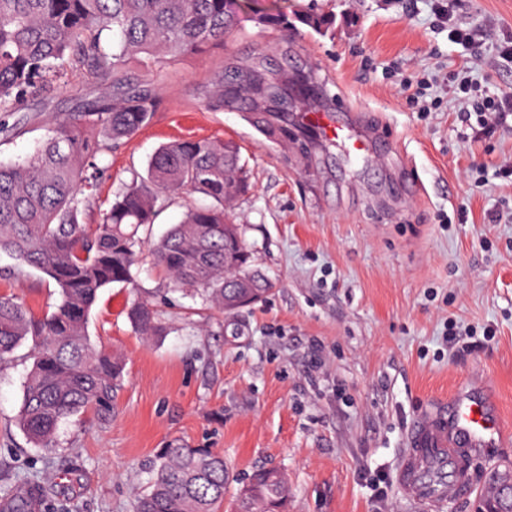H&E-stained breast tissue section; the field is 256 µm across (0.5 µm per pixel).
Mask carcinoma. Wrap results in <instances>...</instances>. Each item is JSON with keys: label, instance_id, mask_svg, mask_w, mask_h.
<instances>
[{"label": "carcinoma", "instance_id": "cac0c4a2", "mask_svg": "<svg viewBox=\"0 0 512 512\" xmlns=\"http://www.w3.org/2000/svg\"><path fill=\"white\" fill-rule=\"evenodd\" d=\"M241 0H0V133L6 118L28 112L47 99L70 69L95 75L111 91L62 119L54 120L34 154L23 163L0 161V253L19 266L44 273L58 288L54 310L36 318L13 297H0V365L29 344L32 367L23 386L17 424L48 453L56 451L61 423L84 411L112 418L123 360L94 344L88 316L99 292L113 284L140 290L134 269L140 228L154 223L159 201L180 194L211 200L194 206L153 247L154 264L166 274L171 292L198 296L211 308L232 314L234 298L268 291L226 288L236 280L233 265L246 269L250 253L239 225L224 203L246 191L240 150L232 141L182 140L159 148L147 179L127 187L99 209L95 228L82 224L85 204L94 198L97 158L146 125L162 100L154 78L157 64L222 44L240 30ZM257 27L288 31L281 14L254 9ZM296 21L315 32L326 17L307 13ZM138 59L144 74L129 72ZM311 80L303 71L288 74L261 63L218 72L204 92L210 110L237 108L275 134L278 113ZM126 316L146 339L165 334L154 296L134 299ZM151 479L138 492L134 512H223L232 482L224 457L206 448H162L149 465ZM498 477L489 476L481 506L499 499ZM234 512H285L288 480L277 470L254 471L232 496Z\"/></svg>", "mask_w": 512, "mask_h": 512}]
</instances>
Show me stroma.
Listing matches in <instances>:
<instances>
[{
    "label": "stroma",
    "mask_w": 512,
    "mask_h": 512,
    "mask_svg": "<svg viewBox=\"0 0 512 512\" xmlns=\"http://www.w3.org/2000/svg\"><path fill=\"white\" fill-rule=\"evenodd\" d=\"M296 17L334 16L326 33L298 26L292 38L245 23L222 45L158 69L162 104L120 147L102 153L105 173L83 222L100 202L145 178L150 157L178 139L219 138L240 147L249 188L227 209L270 283L255 305L225 315L168 290L142 249V288L159 300L165 336L145 341L126 317L132 295L103 289L92 341L125 361L110 423L93 412L58 429L52 464L15 420L27 347L0 367V488L39 484L40 512H133L159 449L181 444L224 457L231 474L276 468L288 477V512H423L397 485L408 427L461 388L486 387L512 426V126L474 140L457 119L451 77L483 92L512 90V60L495 41L512 33V0H463L456 13L484 31L474 54L448 40L435 0H243ZM326 89L322 105L369 113L394 151L349 159L335 143L259 130L249 113L207 109L202 85L225 65L282 55ZM412 85L420 94L408 101ZM83 70L68 73L45 112L0 137V160L33 154L51 120L99 93ZM485 170L475 185L471 170ZM501 220L490 223L492 212ZM0 254V295L34 315L58 300L53 281Z\"/></svg>",
    "instance_id": "stroma-1"
}]
</instances>
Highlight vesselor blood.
Returning <instances> with one entry per match:
<instances>
[{"mask_svg": "<svg viewBox=\"0 0 512 512\" xmlns=\"http://www.w3.org/2000/svg\"><path fill=\"white\" fill-rule=\"evenodd\" d=\"M320 83L301 91L305 110L298 120L304 131L342 146L349 156L367 159L382 140L370 118L353 115L340 121L332 112L315 107L324 96ZM512 438L490 396L468 388L451 399L448 411L422 415L408 431L406 452L397 472V482L409 497L438 506L443 498L467 492L475 478L468 462L472 455L502 446Z\"/></svg>", "mask_w": 512, "mask_h": 512, "instance_id": "obj_1", "label": "vessel or blood"}]
</instances>
